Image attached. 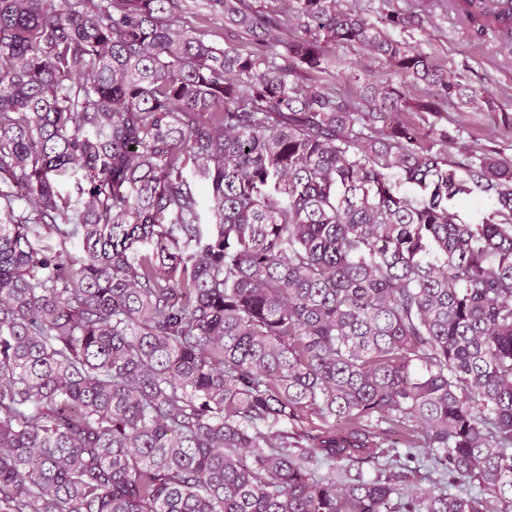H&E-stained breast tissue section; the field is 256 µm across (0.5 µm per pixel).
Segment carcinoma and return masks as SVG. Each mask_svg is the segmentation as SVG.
Returning <instances> with one entry per match:
<instances>
[{"label": "carcinoma", "instance_id": "1", "mask_svg": "<svg viewBox=\"0 0 512 512\" xmlns=\"http://www.w3.org/2000/svg\"><path fill=\"white\" fill-rule=\"evenodd\" d=\"M449 2L512 53V0ZM295 3L208 0L244 34L221 48L181 0H0V181L32 207L0 203V512H512V160L478 157L500 209L463 221L448 133L407 115L476 91L388 33L412 15ZM333 70L355 100L314 81ZM189 164L213 235L186 255ZM305 413L335 424L288 431ZM332 51L335 52L336 56L343 59L350 68L367 70L370 75L379 80L399 82V78L389 72L385 65L370 58L363 50L337 45L332 48ZM85 173L82 170H69L65 175L59 177L57 188L60 194L65 198H70L72 201L77 199L78 186L87 188ZM38 247L51 252H62L64 256L77 259L81 253V241L79 237H73L66 243L61 242L60 238L53 232L41 230V235L36 241Z\"/></svg>", "mask_w": 512, "mask_h": 512}]
</instances>
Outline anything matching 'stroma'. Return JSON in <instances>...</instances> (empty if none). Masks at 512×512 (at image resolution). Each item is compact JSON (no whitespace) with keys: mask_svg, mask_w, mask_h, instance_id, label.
<instances>
[{"mask_svg":"<svg viewBox=\"0 0 512 512\" xmlns=\"http://www.w3.org/2000/svg\"><path fill=\"white\" fill-rule=\"evenodd\" d=\"M189 2V9L177 14L181 26L203 30L209 41L221 47L240 42L239 32L222 15L208 13L206 0ZM345 3L375 22L393 12L415 15V25L393 30V37L422 48L476 90L478 97L469 107L452 106L442 116L428 115L419 120L424 130H447L451 161L470 163L471 153L487 147L512 159V136L498 132L503 114L512 115V56L500 48L497 39L489 35L481 41L472 40L467 27L449 8L448 0Z\"/></svg>","mask_w":512,"mask_h":512,"instance_id":"1","label":"stroma"}]
</instances>
